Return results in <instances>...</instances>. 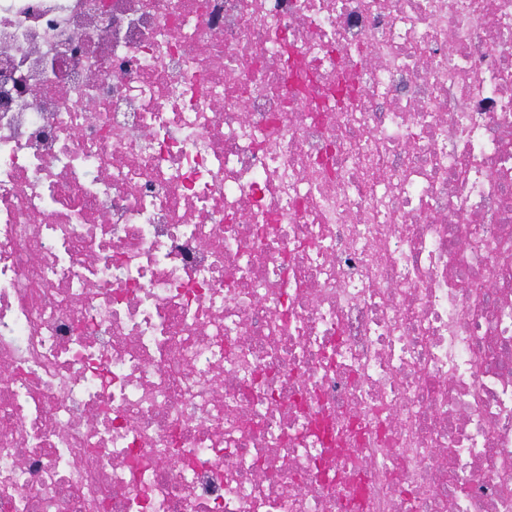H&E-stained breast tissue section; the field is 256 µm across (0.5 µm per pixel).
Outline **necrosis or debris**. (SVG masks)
Instances as JSON below:
<instances>
[{
    "label": "necrosis or debris",
    "instance_id": "necrosis-or-debris-1",
    "mask_svg": "<svg viewBox=\"0 0 512 512\" xmlns=\"http://www.w3.org/2000/svg\"><path fill=\"white\" fill-rule=\"evenodd\" d=\"M0 512H512V0H0Z\"/></svg>",
    "mask_w": 512,
    "mask_h": 512
}]
</instances>
